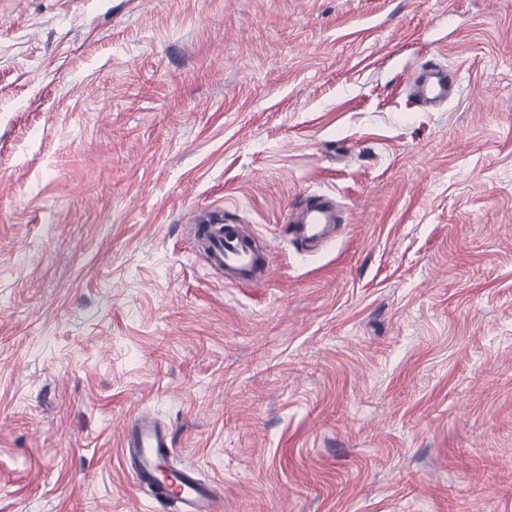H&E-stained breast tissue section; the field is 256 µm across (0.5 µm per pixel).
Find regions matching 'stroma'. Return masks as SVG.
<instances>
[{
	"label": "stroma",
	"mask_w": 512,
	"mask_h": 512,
	"mask_svg": "<svg viewBox=\"0 0 512 512\" xmlns=\"http://www.w3.org/2000/svg\"><path fill=\"white\" fill-rule=\"evenodd\" d=\"M140 413L224 512H512V0H0V512H154ZM418 74L407 81L409 94L415 104L434 108L453 100L459 92L457 71L429 59L418 67ZM341 221V210L334 197L325 193L309 194L297 203L290 214L287 234L292 241L316 244L324 240L327 228L343 224ZM190 224L193 242L207 239L208 260L212 267L224 269L225 281L245 285L262 281L269 270L268 257L253 246V234L247 224H224V233L208 231L211 219L200 220L196 212Z\"/></svg>",
	"instance_id": "1"
}]
</instances>
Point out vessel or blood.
Segmentation results:
<instances>
[{
  "instance_id": "vessel-or-blood-1",
  "label": "vessel or blood",
  "mask_w": 512,
  "mask_h": 512,
  "mask_svg": "<svg viewBox=\"0 0 512 512\" xmlns=\"http://www.w3.org/2000/svg\"><path fill=\"white\" fill-rule=\"evenodd\" d=\"M407 87L415 104L424 108L448 103L459 92L456 72L432 59L420 64ZM341 221L334 197L309 194L297 203L287 234L291 240L316 244L324 240L327 228ZM208 228V221L193 219L191 236L206 240L209 263L223 270L226 283L252 284L266 277L268 258L255 250L249 225L228 224L220 234L209 233ZM172 447L169 429L151 416L139 414L129 420L123 430V452L135 485L149 491L168 512H222L223 483L202 480L191 465L168 467Z\"/></svg>"
}]
</instances>
